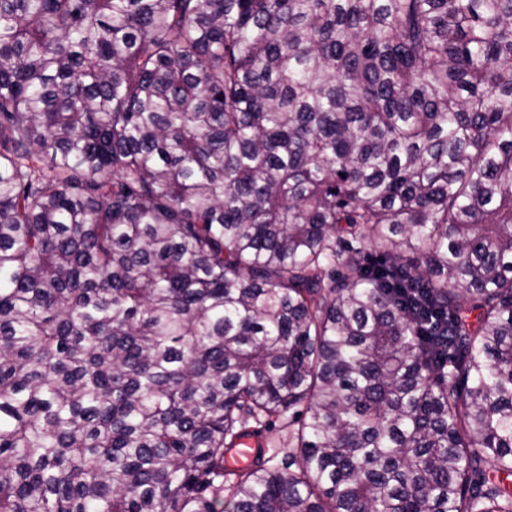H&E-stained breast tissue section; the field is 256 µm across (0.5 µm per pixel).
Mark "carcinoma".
<instances>
[{
  "mask_svg": "<svg viewBox=\"0 0 512 512\" xmlns=\"http://www.w3.org/2000/svg\"><path fill=\"white\" fill-rule=\"evenodd\" d=\"M502 474L512 0H0V512H512Z\"/></svg>",
  "mask_w": 512,
  "mask_h": 512,
  "instance_id": "obj_1",
  "label": "carcinoma"
}]
</instances>
